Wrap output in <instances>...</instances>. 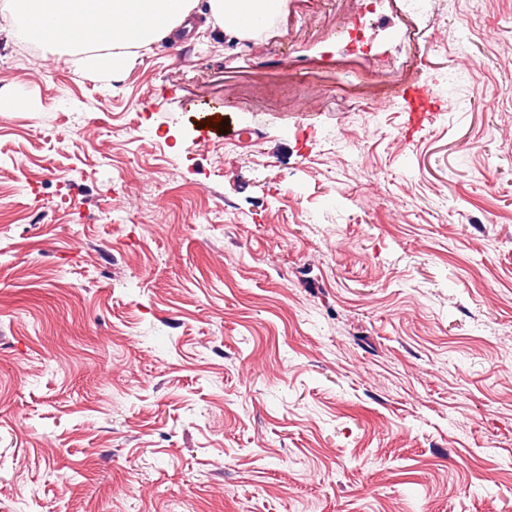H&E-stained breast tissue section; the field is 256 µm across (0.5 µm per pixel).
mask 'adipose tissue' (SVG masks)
<instances>
[{
  "label": "adipose tissue",
  "instance_id": "adipose-tissue-1",
  "mask_svg": "<svg viewBox=\"0 0 512 512\" xmlns=\"http://www.w3.org/2000/svg\"><path fill=\"white\" fill-rule=\"evenodd\" d=\"M202 0H0L15 37L61 46L83 69L107 78L129 68L140 51L179 30H192ZM226 37L255 39L284 11L285 0H203Z\"/></svg>",
  "mask_w": 512,
  "mask_h": 512
}]
</instances>
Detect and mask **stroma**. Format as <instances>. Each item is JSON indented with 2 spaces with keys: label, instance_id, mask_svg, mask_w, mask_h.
<instances>
[{
  "label": "stroma",
  "instance_id": "obj_1",
  "mask_svg": "<svg viewBox=\"0 0 512 512\" xmlns=\"http://www.w3.org/2000/svg\"><path fill=\"white\" fill-rule=\"evenodd\" d=\"M403 3L107 82L0 31V512H512V0ZM402 95L410 104L407 124L416 129H423L431 123L433 112L429 110V98L420 87L404 89Z\"/></svg>",
  "mask_w": 512,
  "mask_h": 512
}]
</instances>
